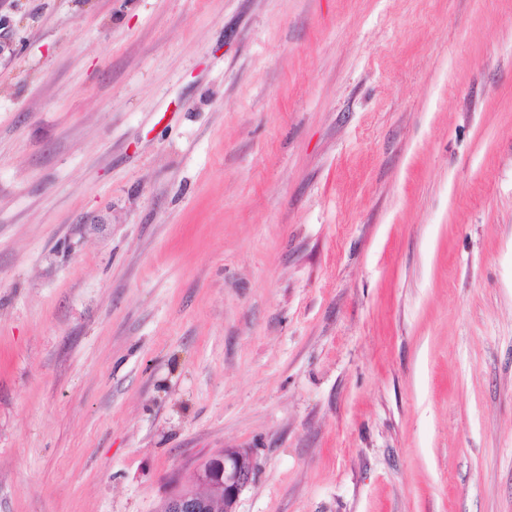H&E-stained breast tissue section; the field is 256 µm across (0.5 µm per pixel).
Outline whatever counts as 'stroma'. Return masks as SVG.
Instances as JSON below:
<instances>
[{
	"label": "stroma",
	"instance_id": "obj_1",
	"mask_svg": "<svg viewBox=\"0 0 512 512\" xmlns=\"http://www.w3.org/2000/svg\"><path fill=\"white\" fill-rule=\"evenodd\" d=\"M0 16V512H512V0ZM256 461L247 448H224L202 462L196 483L181 487L162 501L161 512H235L241 492L250 484Z\"/></svg>",
	"mask_w": 512,
	"mask_h": 512
}]
</instances>
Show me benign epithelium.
Returning <instances> with one entry per match:
<instances>
[{"mask_svg":"<svg viewBox=\"0 0 512 512\" xmlns=\"http://www.w3.org/2000/svg\"><path fill=\"white\" fill-rule=\"evenodd\" d=\"M256 470L252 452L246 448H225L202 462L196 483L181 487L163 500L161 512H235L241 492Z\"/></svg>","mask_w":512,"mask_h":512,"instance_id":"7a95c632","label":"benign epithelium"}]
</instances>
